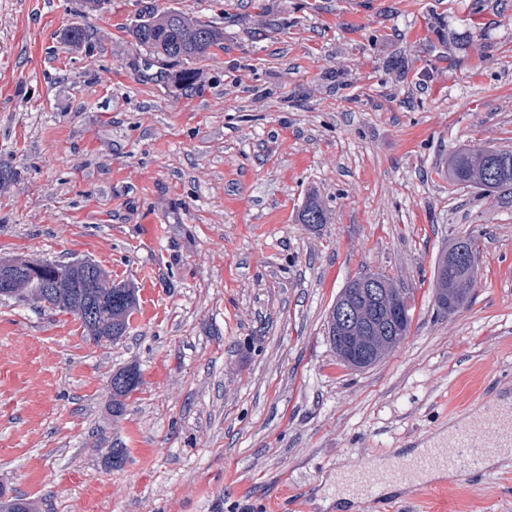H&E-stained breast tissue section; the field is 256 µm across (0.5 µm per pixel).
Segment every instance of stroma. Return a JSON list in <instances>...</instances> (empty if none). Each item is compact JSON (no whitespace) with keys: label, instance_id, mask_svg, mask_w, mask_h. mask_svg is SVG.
Instances as JSON below:
<instances>
[{"label":"stroma","instance_id":"1","mask_svg":"<svg viewBox=\"0 0 512 512\" xmlns=\"http://www.w3.org/2000/svg\"><path fill=\"white\" fill-rule=\"evenodd\" d=\"M154 6L224 31L193 90L147 76L129 26ZM490 145L512 150V0H0V257H86L138 294L112 343L0 300V487L41 512H337L338 471L511 399L512 189L448 184L452 150ZM312 196L326 223H301ZM469 235L446 313L435 265ZM372 273L411 329L355 370L325 319ZM359 512H512V467ZM129 373L131 374L129 376ZM140 382V373L134 367H128L124 370L116 372L110 380L112 391V414L113 416H121L125 411V403L123 397L128 396Z\"/></svg>","mask_w":512,"mask_h":512}]
</instances>
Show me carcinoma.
<instances>
[{
    "instance_id": "carcinoma-1",
    "label": "carcinoma",
    "mask_w": 512,
    "mask_h": 512,
    "mask_svg": "<svg viewBox=\"0 0 512 512\" xmlns=\"http://www.w3.org/2000/svg\"><path fill=\"white\" fill-rule=\"evenodd\" d=\"M137 44L144 50V63L157 68L160 77L168 76L171 67L177 66L178 80L186 89L196 81L195 61L211 55V49L222 45L224 32L198 19L169 8H153L138 19L131 29ZM448 181L452 184H474L490 188L512 186V150L494 146L478 150L458 149L448 155ZM301 220L305 224L326 223L325 211L318 200H310L304 207ZM86 273L73 268L69 284L52 297L58 312L77 313L91 298L85 287ZM136 308V294L123 286L112 291V312L102 326L84 325L88 335L99 342L112 343L125 335L129 320ZM140 382V373L128 367L112 375V415L125 411L122 398L128 396ZM0 512H35L32 501L20 496L1 497Z\"/></svg>"
}]
</instances>
